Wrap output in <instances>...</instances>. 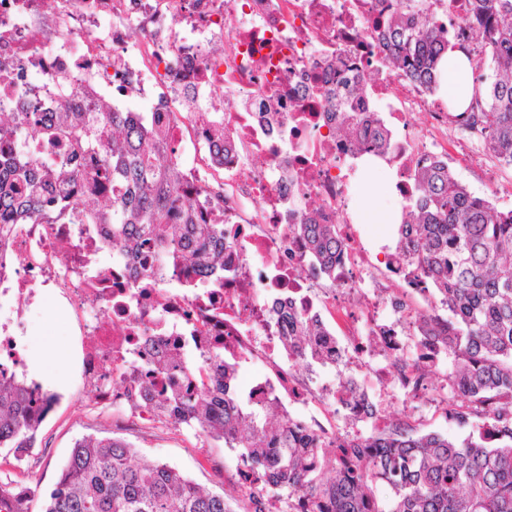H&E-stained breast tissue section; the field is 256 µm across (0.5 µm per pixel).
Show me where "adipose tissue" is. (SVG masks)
Listing matches in <instances>:
<instances>
[{
    "label": "adipose tissue",
    "instance_id": "1",
    "mask_svg": "<svg viewBox=\"0 0 512 512\" xmlns=\"http://www.w3.org/2000/svg\"><path fill=\"white\" fill-rule=\"evenodd\" d=\"M440 82L444 96L465 106L470 98L471 68L462 52H449L442 63ZM396 168L380 159H363L352 177L351 218L358 224H396L400 221V196Z\"/></svg>",
    "mask_w": 512,
    "mask_h": 512
}]
</instances>
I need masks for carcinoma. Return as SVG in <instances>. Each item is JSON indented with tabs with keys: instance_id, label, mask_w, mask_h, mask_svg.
I'll list each match as a JSON object with an SVG mask.
<instances>
[{
	"instance_id": "cac0c4a2",
	"label": "carcinoma",
	"mask_w": 512,
	"mask_h": 512,
	"mask_svg": "<svg viewBox=\"0 0 512 512\" xmlns=\"http://www.w3.org/2000/svg\"><path fill=\"white\" fill-rule=\"evenodd\" d=\"M400 2L376 33L386 65L434 93L442 57L463 51L472 94L463 111L448 110V120L512 168V0H468L456 30L441 23L434 0ZM14 92L27 111L0 110V136L42 140L56 148L59 169L8 156V171L0 170V224H107L112 246L145 258L149 274L157 264L224 266V225L200 223L196 201L182 195L184 170L165 124L110 104L96 112H44L22 89ZM335 135L355 143L369 138L387 156L389 131L376 117L343 107ZM92 157L99 158L92 175L112 192L79 204ZM414 181L418 195L403 206L395 254H406L447 311L446 335L435 331L436 312L416 335L441 344L452 361L448 387L462 403L448 416L473 428L466 438L419 432L398 420L326 445L295 431L274 409L160 396L161 405H184L195 426L241 449L277 496L307 498L311 512H512V210L471 193L442 160L416 170ZM301 232L327 277L336 278L335 226L304 224ZM322 336L317 322L301 316L287 344L315 360ZM42 421L30 386L0 379V448L20 458L34 447ZM133 455L122 439L77 441L40 512H232L224 496L167 464L137 465ZM326 465L332 476L325 480ZM379 485L388 498L376 496Z\"/></svg>"
}]
</instances>
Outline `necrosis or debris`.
Segmentation results:
<instances>
[{"label": "necrosis or debris", "mask_w": 512, "mask_h": 512, "mask_svg": "<svg viewBox=\"0 0 512 512\" xmlns=\"http://www.w3.org/2000/svg\"><path fill=\"white\" fill-rule=\"evenodd\" d=\"M396 0H0V69L50 111L60 74L73 78L84 105L159 91L153 109L170 127L171 143L199 146L212 130L223 147L196 155L182 192L200 200L201 221L224 227V266L170 267L142 277L139 265L105 250L101 224L0 225V375L24 366L20 332L44 291L64 301L78 336L80 379L114 423L135 417L154 429L180 414L159 407L160 394L201 395L223 386L274 407L293 428L333 444L384 422V407L410 399L421 411L447 412L429 391L441 351L412 342L419 315L414 297L432 301L423 278L385 256L400 295L383 299L361 240L345 218L346 169L374 151L330 137L336 123L331 92L362 84L359 111L385 108L397 131L388 150L401 176L400 196L412 201L414 167L437 157L436 138H412L410 104L429 130L448 127L441 101L427 99L386 66L374 37ZM224 175L213 195L209 179ZM304 224H332L340 246L338 274L324 289L322 264L310 255ZM388 317H380V307ZM331 317L326 332L342 333L325 365L374 370L365 385H319L299 378L302 354L288 348L297 316ZM179 353L176 369L148 372L151 362ZM259 375L240 389L241 364ZM240 491L274 512H306L307 501L282 504L256 484L246 458Z\"/></svg>", "instance_id": "1"}]
</instances>
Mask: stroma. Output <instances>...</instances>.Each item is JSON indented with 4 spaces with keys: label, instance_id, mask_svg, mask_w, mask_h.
I'll use <instances>...</instances> for the list:
<instances>
[{
    "label": "stroma",
    "instance_id": "35a3bbf8",
    "mask_svg": "<svg viewBox=\"0 0 512 512\" xmlns=\"http://www.w3.org/2000/svg\"><path fill=\"white\" fill-rule=\"evenodd\" d=\"M447 161L454 176L470 191L487 197L497 209H512V168L501 165L489 151H482L475 160L452 143ZM40 336L60 337L72 347L77 344L68 310L49 296L29 317L24 338L27 349H34ZM64 372L63 382L41 380L44 388L54 393L55 407L40 425L35 445L27 449L24 461L15 460L13 449L0 448V486L24 487L34 491L36 499H43L54 487L76 440L87 435L116 437L134 445L135 462L168 464L200 486L225 496L233 512H246L247 497L234 492L226 480L234 470L237 449L201 431L113 425L109 415L92 408L80 384L77 356H70Z\"/></svg>",
    "mask_w": 512,
    "mask_h": 512
}]
</instances>
